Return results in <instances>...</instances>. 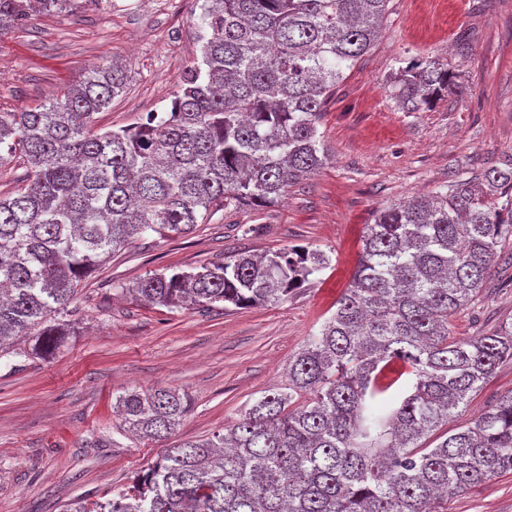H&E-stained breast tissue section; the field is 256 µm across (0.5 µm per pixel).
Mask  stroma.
<instances>
[{
  "mask_svg": "<svg viewBox=\"0 0 512 512\" xmlns=\"http://www.w3.org/2000/svg\"><path fill=\"white\" fill-rule=\"evenodd\" d=\"M203 0H77L0 36V112L52 100L85 67L125 65V91L97 119L119 129L164 111L199 55ZM385 30L337 88L319 130L331 160L267 207L227 204L187 236L134 240L81 283L69 307L75 332L47 358L0 359V512H60L126 486L160 456V444L123 431L117 398L134 388L179 390L190 410L172 443L203 439L237 421L265 391L285 387L288 363L317 334L349 284L366 224L378 208L476 178L512 155V0H392ZM473 32L468 57L454 38ZM433 53L464 95L405 112L387 78L400 62ZM288 246L324 251L329 268L280 305L161 310L131 286L151 272L188 270L224 256ZM512 322V236L495 257L488 289L451 317V336ZM512 393V361L450 428L467 425ZM448 512H512V473L448 501Z\"/></svg>",
  "mask_w": 512,
  "mask_h": 512,
  "instance_id": "1",
  "label": "stroma"
}]
</instances>
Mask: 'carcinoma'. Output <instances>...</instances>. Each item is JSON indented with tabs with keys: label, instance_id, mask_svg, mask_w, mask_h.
I'll list each match as a JSON object with an SVG mask.
<instances>
[{
	"label": "carcinoma",
	"instance_id": "obj_1",
	"mask_svg": "<svg viewBox=\"0 0 512 512\" xmlns=\"http://www.w3.org/2000/svg\"><path fill=\"white\" fill-rule=\"evenodd\" d=\"M390 2L205 0L200 60L165 111L96 129L126 88L112 63L88 66L48 103L0 112V165L17 156L27 174L23 189L0 191V357L25 336L31 353L53 354L77 287L133 239L191 234L228 199L274 204L323 169L320 114ZM75 4L0 0V35ZM388 84L404 112L464 92L435 54ZM480 179L376 212L336 310L289 363L288 390L263 395L222 434L164 449L112 497L64 512H448V499L512 473V394L443 430L512 360V323L469 339L448 331L512 235V158ZM329 265L304 247L240 252L149 273L131 291L168 310L272 306ZM116 408L125 431L162 441L188 404L147 388Z\"/></svg>",
	"mask_w": 512,
	"mask_h": 512
}]
</instances>
